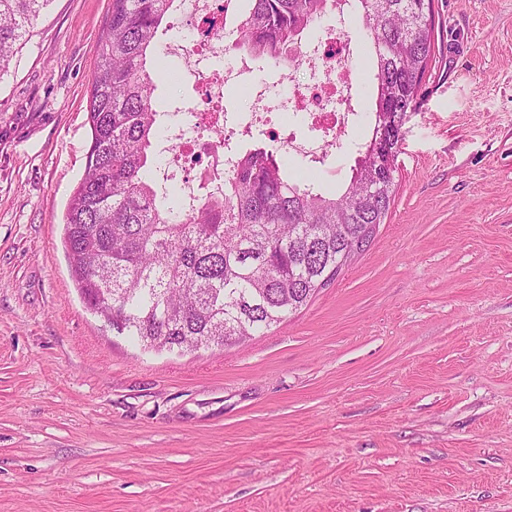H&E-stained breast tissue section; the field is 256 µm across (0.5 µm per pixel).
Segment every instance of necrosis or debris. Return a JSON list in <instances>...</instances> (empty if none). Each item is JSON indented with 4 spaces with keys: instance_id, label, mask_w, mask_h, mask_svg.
I'll return each mask as SVG.
<instances>
[{
    "instance_id": "4bbe7bcc",
    "label": "necrosis or debris",
    "mask_w": 512,
    "mask_h": 512,
    "mask_svg": "<svg viewBox=\"0 0 512 512\" xmlns=\"http://www.w3.org/2000/svg\"><path fill=\"white\" fill-rule=\"evenodd\" d=\"M219 2L179 0L178 13L189 22L194 36L187 43L172 40L164 45L166 54L187 59L201 93L186 106V119L169 124L158 144L163 163L157 177L179 181L186 208L199 197V186L189 173L194 161L203 162L206 175L233 174L239 153L235 140L249 135L271 104L306 115L307 135L300 137L285 128L273 139L280 153L305 159L326 156L338 140L347 137L353 109L349 66L354 44L343 11L332 9L319 22L316 34L299 37L281 51L283 65L303 70L307 81L293 85L284 96L268 86H250L254 112L228 117L221 104L223 88L251 72L254 55L242 48L239 31L228 21L226 12L217 11ZM218 126L224 129L220 140L212 136Z\"/></svg>"
}]
</instances>
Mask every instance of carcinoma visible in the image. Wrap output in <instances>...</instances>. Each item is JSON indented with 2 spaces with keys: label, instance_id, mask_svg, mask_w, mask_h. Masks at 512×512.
<instances>
[{
  "label": "carcinoma",
  "instance_id": "obj_1",
  "mask_svg": "<svg viewBox=\"0 0 512 512\" xmlns=\"http://www.w3.org/2000/svg\"><path fill=\"white\" fill-rule=\"evenodd\" d=\"M50 0H0V72L9 68ZM176 0H112L93 73L86 170L67 207L64 246L86 308L139 347L223 348L288 319L359 255L395 198L394 174L360 186L383 135L399 152L402 112L416 106L434 56V0H357L376 56L374 125L354 144L339 192L316 191L288 172L270 145L241 150L234 175L182 213L159 186L153 158L162 71L152 65ZM328 0H249L242 44L277 60L312 28Z\"/></svg>",
  "mask_w": 512,
  "mask_h": 512
}]
</instances>
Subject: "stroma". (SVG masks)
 <instances>
[{"label":"stroma","instance_id":"35a3bbf8","mask_svg":"<svg viewBox=\"0 0 512 512\" xmlns=\"http://www.w3.org/2000/svg\"><path fill=\"white\" fill-rule=\"evenodd\" d=\"M110 3L51 0L0 77V512H512V0H434L368 251L283 324L184 354L106 327L64 248ZM353 165L288 160L323 191Z\"/></svg>","mask_w":512,"mask_h":512}]
</instances>
